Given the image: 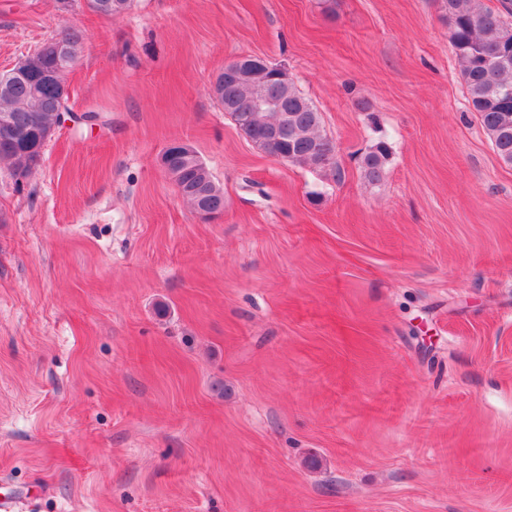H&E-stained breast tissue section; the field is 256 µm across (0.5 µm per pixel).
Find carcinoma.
I'll use <instances>...</instances> for the list:
<instances>
[{"instance_id":"cac0c4a2","label":"carcinoma","mask_w":512,"mask_h":512,"mask_svg":"<svg viewBox=\"0 0 512 512\" xmlns=\"http://www.w3.org/2000/svg\"><path fill=\"white\" fill-rule=\"evenodd\" d=\"M130 2L87 0V5L112 17L128 10ZM438 2L448 21V41L460 62L470 110L478 114L500 160L512 165V0H500L496 8L484 6L482 0ZM61 39L81 51L86 35L72 27ZM62 64L63 57L52 47L34 56L30 71L0 73V82L8 87L7 94H0V116L10 118L9 127H0V162L8 163L18 177L35 167L34 156L42 152L45 135L58 127L59 113L68 111V92L51 77ZM213 90L224 111L254 143L282 123L277 148L285 161L340 175L336 162L320 161L319 151L326 141L319 133L320 115L284 70L275 71L265 60L248 56L234 74L219 73ZM389 153L388 144L380 140L363 155L361 169L367 182L382 180ZM163 167L197 213L224 212V191L202 169L197 155L171 149L163 156Z\"/></svg>"}]
</instances>
